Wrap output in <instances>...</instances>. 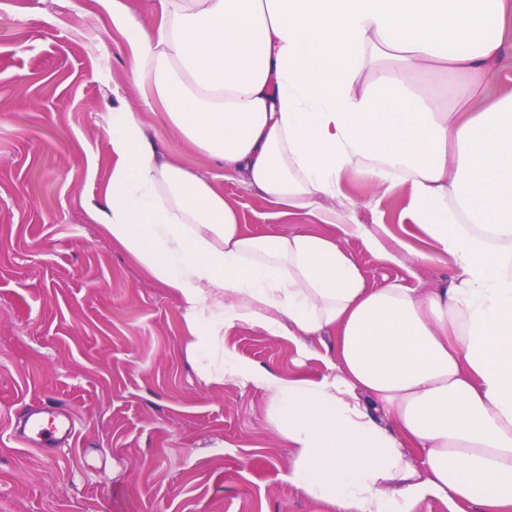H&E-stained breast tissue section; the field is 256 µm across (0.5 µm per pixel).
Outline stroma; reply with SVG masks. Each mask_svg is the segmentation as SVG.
Segmentation results:
<instances>
[{"instance_id":"1","label":"stroma","mask_w":512,"mask_h":512,"mask_svg":"<svg viewBox=\"0 0 512 512\" xmlns=\"http://www.w3.org/2000/svg\"><path fill=\"white\" fill-rule=\"evenodd\" d=\"M116 86L159 150L210 177L250 232L289 225L144 105L127 43L94 0H0V512H325L288 480L294 451L270 430L268 393L202 383L181 300L90 215L110 174ZM344 190L361 223L403 243L390 263L344 239L371 285L455 276L452 263L410 261L408 249L433 244L401 224L403 191L354 174ZM226 343L285 377L327 371L257 328H233ZM46 407L70 418L72 438L22 443L24 421Z\"/></svg>"}]
</instances>
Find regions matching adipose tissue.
Listing matches in <instances>:
<instances>
[{"instance_id": "adipose-tissue-1", "label": "adipose tissue", "mask_w": 512, "mask_h": 512, "mask_svg": "<svg viewBox=\"0 0 512 512\" xmlns=\"http://www.w3.org/2000/svg\"><path fill=\"white\" fill-rule=\"evenodd\" d=\"M145 101L229 177L316 223L254 235L206 177L169 160L128 105L107 125L112 171L91 217L182 301L205 384L266 391L288 474L330 512H512V0H155L147 35L124 0H96ZM405 189L403 220L457 274L420 291L370 285L337 226L355 223L347 175ZM259 328L327 374L242 361L226 330Z\"/></svg>"}]
</instances>
